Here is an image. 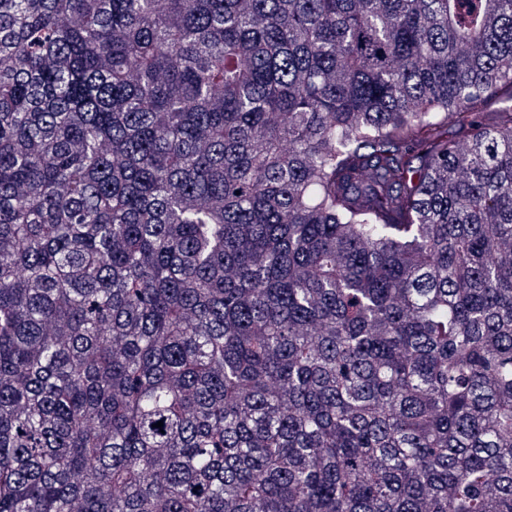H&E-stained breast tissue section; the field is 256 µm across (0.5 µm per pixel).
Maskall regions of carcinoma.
I'll list each match as a JSON object with an SVG mask.
<instances>
[{
	"mask_svg": "<svg viewBox=\"0 0 512 512\" xmlns=\"http://www.w3.org/2000/svg\"><path fill=\"white\" fill-rule=\"evenodd\" d=\"M503 96L512 0H0V512H512Z\"/></svg>",
	"mask_w": 512,
	"mask_h": 512,
	"instance_id": "carcinoma-1",
	"label": "carcinoma"
}]
</instances>
